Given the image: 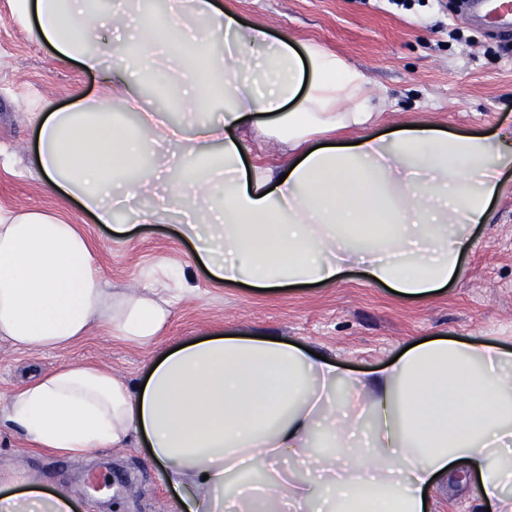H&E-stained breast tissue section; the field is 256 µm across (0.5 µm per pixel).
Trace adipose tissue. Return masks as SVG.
I'll return each mask as SVG.
<instances>
[{
    "mask_svg": "<svg viewBox=\"0 0 512 512\" xmlns=\"http://www.w3.org/2000/svg\"><path fill=\"white\" fill-rule=\"evenodd\" d=\"M34 38L100 73L103 96L47 115L35 164L49 192L76 198L97 223L175 173L163 208L185 217L194 264L227 283L330 287L359 270L427 299L455 281L473 235L512 171V128L492 136L425 125L375 134L386 97L365 72L313 43L271 37L214 0L141 22L118 52L92 30L122 17L104 0H11ZM149 75L183 114L169 125L134 81ZM140 108L116 119L113 96ZM339 130L353 140L335 141ZM276 144L273 169L245 164L250 133ZM173 300L155 281L105 287L89 239L50 213L0 208V337L18 349H66L104 327L155 347ZM347 396L338 399L337 386ZM72 457L143 439L182 512H430L424 492L467 466L482 498L512 512L502 487L512 458V350L492 342L412 343L386 367L354 374L288 340L214 333L150 362L138 383L101 366H59L17 389L0 429ZM237 484L231 500L225 485ZM0 512H75L62 491L0 496Z\"/></svg>",
    "mask_w": 512,
    "mask_h": 512,
    "instance_id": "adipose-tissue-1",
    "label": "adipose tissue"
}]
</instances>
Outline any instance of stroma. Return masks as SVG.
<instances>
[{"label":"stroma","mask_w":512,"mask_h":512,"mask_svg":"<svg viewBox=\"0 0 512 512\" xmlns=\"http://www.w3.org/2000/svg\"><path fill=\"white\" fill-rule=\"evenodd\" d=\"M244 23L273 36L315 42L362 68L370 95L391 104L390 125L437 124L463 133L490 134L512 125V55L470 26L457 0H217ZM97 73L33 39L0 0V207L40 209L79 225L88 236L104 280L136 284L150 269L187 266L192 248L174 226L176 213L136 224L130 213L117 223L128 236L95 223L73 199L48 193L33 164L37 113L69 109L94 99ZM191 269L194 290L175 303L159 349L215 332L282 336L343 368L367 372L386 366L410 344L429 338L492 341L512 348V176L493 202L488 224L474 233L462 274L435 296L407 300L369 283L359 272L333 287L261 291L214 281ZM149 351L125 345L95 329L63 350H17L0 339V407L33 378L63 364H100L120 379L143 375ZM0 470L47 490L61 489L76 512H178L176 493L148 457L143 443L99 448L71 459L27 447L0 431ZM435 512H485L479 483L458 471L451 490L436 491Z\"/></svg>","instance_id":"stroma-1"}]
</instances>
